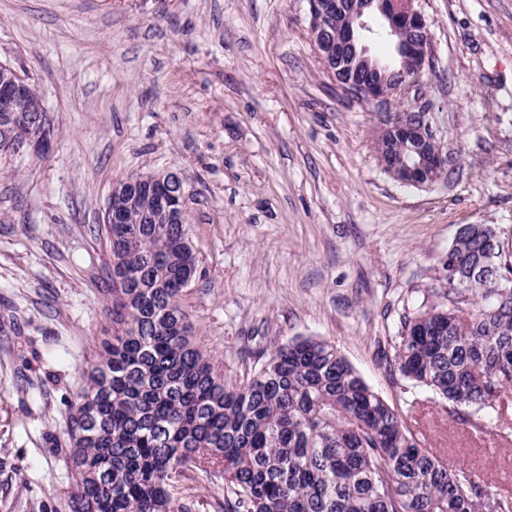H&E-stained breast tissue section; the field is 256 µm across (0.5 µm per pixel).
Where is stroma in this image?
<instances>
[{"mask_svg": "<svg viewBox=\"0 0 512 512\" xmlns=\"http://www.w3.org/2000/svg\"><path fill=\"white\" fill-rule=\"evenodd\" d=\"M433 70L401 94L451 159L386 173L384 113L321 64L306 0H0V62L41 93L48 153L0 159V512H61L68 402L111 325L113 187L178 170L200 276L194 335L227 382L298 337L331 342L390 405L400 322L458 225L512 234V0H422ZM450 464L512 490V438L420 414Z\"/></svg>", "mask_w": 512, "mask_h": 512, "instance_id": "1", "label": "stroma"}]
</instances>
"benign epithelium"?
Segmentation results:
<instances>
[{"label":"benign epithelium","instance_id":"1","mask_svg":"<svg viewBox=\"0 0 512 512\" xmlns=\"http://www.w3.org/2000/svg\"><path fill=\"white\" fill-rule=\"evenodd\" d=\"M309 18L314 24L313 35H331L336 44V66L349 64L357 78L343 84L344 91L356 100L370 104L378 112H387L389 130L403 140L416 145L412 159L402 155L391 159L392 170L400 172L404 184H416L423 173L445 168L439 146L423 126L407 122V108H393L394 98L407 86L419 82L430 73L433 58L432 33L422 10V0H308ZM380 16L386 32L400 56L401 76L379 65L369 54L368 20ZM35 94L34 86L20 76L9 77L0 83V112L13 111L15 102ZM51 137L28 139L20 153H44L50 147ZM184 178L171 171L160 178L141 177L122 180L121 192L135 197L143 189L157 193V203L170 207L171 201L184 194Z\"/></svg>","mask_w":512,"mask_h":512}]
</instances>
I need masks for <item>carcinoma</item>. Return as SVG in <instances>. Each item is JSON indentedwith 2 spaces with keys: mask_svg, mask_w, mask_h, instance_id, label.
<instances>
[{
  "mask_svg": "<svg viewBox=\"0 0 512 512\" xmlns=\"http://www.w3.org/2000/svg\"><path fill=\"white\" fill-rule=\"evenodd\" d=\"M42 106L0 112L1 155L18 153ZM179 211L144 192L127 223L104 225L112 335L71 402L68 512H186L197 474L223 480L217 512H512L511 495L426 448L415 402L388 404L325 340H291L224 381L182 304L198 258ZM448 258L459 287L427 289L389 364L480 434L512 392V287H496L512 277V238L470 224Z\"/></svg>",
  "mask_w": 512,
  "mask_h": 512,
  "instance_id": "obj_1",
  "label": "carcinoma"
}]
</instances>
